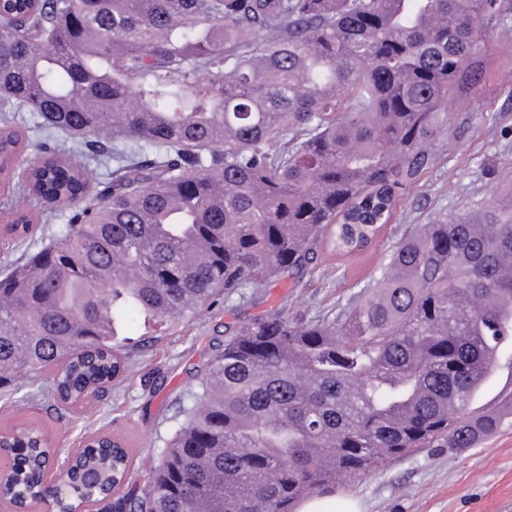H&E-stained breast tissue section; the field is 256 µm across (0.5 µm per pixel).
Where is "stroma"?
I'll return each mask as SVG.
<instances>
[{
  "instance_id": "1",
  "label": "stroma",
  "mask_w": 512,
  "mask_h": 512,
  "mask_svg": "<svg viewBox=\"0 0 512 512\" xmlns=\"http://www.w3.org/2000/svg\"><path fill=\"white\" fill-rule=\"evenodd\" d=\"M487 79L474 93L448 107L445 125L434 142L435 160L411 185L392 220L367 252L324 258L299 286L283 279L268 288L259 305L217 301L208 312L161 336H153L142 318L127 317L120 337L131 344V378L112 387L86 408L65 412L35 384L0 392V427L33 421L59 455L85 438L122 434L134 450V462L157 459L174 425L176 403L198 390L196 370L208 357V342L226 323L261 311L284 309L293 315L337 311L377 273L382 253L410 224H430L449 215L476 212L492 194L512 187V38L488 36ZM59 215L13 247L0 246V270L23 261L32 247L57 239L66 224ZM152 337L148 348L140 339ZM512 393V345L474 401L490 408ZM327 497L359 498L366 512H512V419L478 447L462 452L419 448L394 458L367 476L337 483Z\"/></svg>"
}]
</instances>
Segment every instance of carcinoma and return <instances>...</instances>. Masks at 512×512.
Returning a JSON list of instances; mask_svg holds the SVG:
<instances>
[{
	"label": "carcinoma",
	"mask_w": 512,
	"mask_h": 512,
	"mask_svg": "<svg viewBox=\"0 0 512 512\" xmlns=\"http://www.w3.org/2000/svg\"><path fill=\"white\" fill-rule=\"evenodd\" d=\"M0 112H34L62 239L0 273V390L41 370L76 407L128 379L117 325L168 331L368 248L433 161L448 102L481 84L512 0H3ZM24 140L0 122L9 165ZM90 156L113 163L87 195ZM203 250L190 265L185 256ZM512 187L411 224L338 312L225 326L144 480L107 436L76 503L109 512H294L414 448H474L512 417L470 406L512 340ZM41 430L0 436L5 503L53 493ZM331 461L333 468H325Z\"/></svg>",
	"instance_id": "obj_1"
}]
</instances>
